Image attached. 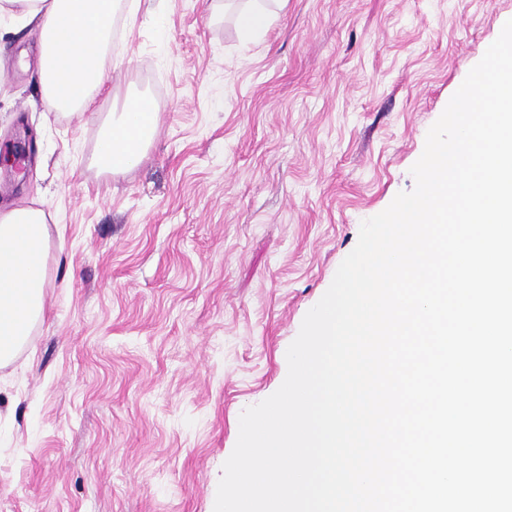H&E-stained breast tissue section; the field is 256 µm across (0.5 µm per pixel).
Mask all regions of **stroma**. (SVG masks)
Listing matches in <instances>:
<instances>
[{
	"mask_svg": "<svg viewBox=\"0 0 512 512\" xmlns=\"http://www.w3.org/2000/svg\"><path fill=\"white\" fill-rule=\"evenodd\" d=\"M127 4L79 117L43 97L32 28H0V206L49 215L45 319L0 364V512H214L242 411L512 19V0H265L245 43L224 0ZM135 94L154 140L102 173V117Z\"/></svg>",
	"mask_w": 512,
	"mask_h": 512,
	"instance_id": "35a3bbf8",
	"label": "stroma"
}]
</instances>
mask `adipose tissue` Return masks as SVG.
Wrapping results in <instances>:
<instances>
[{
  "label": "adipose tissue",
  "instance_id": "1",
  "mask_svg": "<svg viewBox=\"0 0 512 512\" xmlns=\"http://www.w3.org/2000/svg\"><path fill=\"white\" fill-rule=\"evenodd\" d=\"M121 0H0V22L35 26L36 74L63 114L89 111L106 78ZM152 100L137 96L108 113L95 166L116 176L139 165L157 127ZM48 227L44 208L0 209V363L15 356L45 306Z\"/></svg>",
  "mask_w": 512,
  "mask_h": 512
}]
</instances>
